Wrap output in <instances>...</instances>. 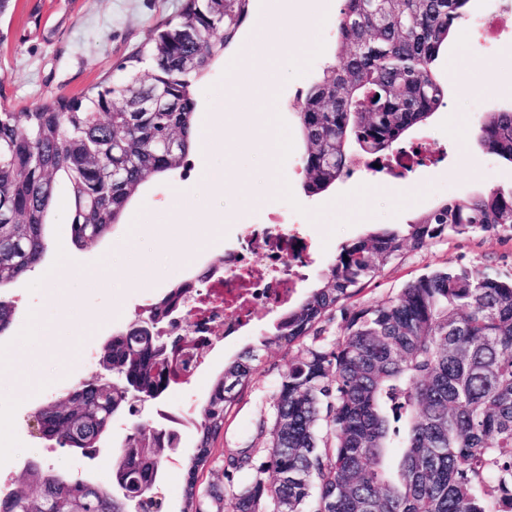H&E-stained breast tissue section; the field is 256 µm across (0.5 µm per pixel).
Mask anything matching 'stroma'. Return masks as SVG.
I'll use <instances>...</instances> for the list:
<instances>
[{"label": "stroma", "mask_w": 512, "mask_h": 512, "mask_svg": "<svg viewBox=\"0 0 512 512\" xmlns=\"http://www.w3.org/2000/svg\"><path fill=\"white\" fill-rule=\"evenodd\" d=\"M265 0H251L250 22L195 85L197 140L183 165L146 181L130 200L118 224L92 248L77 249L68 223V193L58 183L48 224L47 249L40 261L57 283L46 288L31 277L0 287V299L13 306L10 327L0 333V360L12 367L0 378V478L7 490L20 487L25 462L68 472L107 486L113 479L112 450L126 437L125 419H116L103 435L96 458L83 461L67 449L34 436L31 412L62 388L96 371L88 352L135 320L142 305L160 299L179 276L200 278L225 250L236 247L244 229L283 218L290 234L310 246L312 264L298 290L315 288L341 246L368 231L411 223L424 211L465 195L512 189V163L486 152L478 139L480 124L494 112L512 110V24L504 23L501 44L487 51L458 25L442 47L433 72L447 89L443 104L407 140L435 156L434 168L420 167L403 182L385 173L354 168L328 191L306 195L304 141L293 108L322 69L337 60L336 16L340 0H317L318 20L305 28L275 95L234 102L225 71L243 52ZM184 0H12L0 15V99L20 112L60 96H81L146 43L154 29L177 16ZM263 110L251 136L234 137L237 116ZM224 112L227 168L223 192L202 189L206 160L202 141L211 119ZM186 210L178 203L185 194ZM112 267L101 279V265ZM486 269L512 276V229L451 235L418 251L406 250L367 285L358 300L396 296L405 284L433 270ZM271 308L244 335L217 345L186 384L167 392L163 407L173 412L183 402L193 407L207 399L215 379L250 343L271 330L281 316ZM297 347L271 346L251 382L241 391L215 437L212 456L199 472L201 512H227L228 484L243 485L251 471L226 475L228 454L254 450L262 462L274 417V396L281 374ZM180 444L164 464L160 498L164 512H180L186 484L184 460L193 454V424L179 427Z\"/></svg>", "instance_id": "obj_1"}]
</instances>
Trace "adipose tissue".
I'll list each match as a JSON object with an SVG mask.
<instances>
[{"mask_svg": "<svg viewBox=\"0 0 512 512\" xmlns=\"http://www.w3.org/2000/svg\"><path fill=\"white\" fill-rule=\"evenodd\" d=\"M314 11L313 0H267L263 17L253 25L248 50L226 75L236 94L258 92L274 86L276 64L270 59L274 43H286L290 26L303 22Z\"/></svg>", "mask_w": 512, "mask_h": 512, "instance_id": "ef3b65f1", "label": "adipose tissue"}]
</instances>
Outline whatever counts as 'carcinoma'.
I'll list each match as a JSON object with an SVG mask.
<instances>
[{
	"instance_id": "carcinoma-1",
	"label": "carcinoma",
	"mask_w": 512,
	"mask_h": 512,
	"mask_svg": "<svg viewBox=\"0 0 512 512\" xmlns=\"http://www.w3.org/2000/svg\"><path fill=\"white\" fill-rule=\"evenodd\" d=\"M470 0H343L336 17L338 62L298 101L309 180L318 195L365 155L393 156L405 134L442 104L432 66ZM250 0H186L119 74L78 98L25 112L0 103V286L31 272L46 243L58 181L71 200V239L85 249L119 223L148 179L181 166L193 144V78L237 38ZM489 153L512 162V111L479 127ZM512 228V191L441 203L402 229L382 228L343 245L320 284L224 367L198 410L195 454L186 465L182 512L195 507L196 478L258 351L300 344L275 396L270 445L253 481L230 490V512H512V279L485 270H434L395 297L355 309L357 296L407 249L450 233ZM175 285L148 315L184 304ZM340 313L343 334L318 344L319 324ZM155 335L136 322L112 335L99 359L104 380L69 409L67 440L99 447L110 409L130 411L128 376L169 390L191 371L177 358L150 359ZM130 435L113 453L116 487L40 468L0 496V512H161L150 484L176 444L130 415Z\"/></svg>"
}]
</instances>
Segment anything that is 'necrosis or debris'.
Listing matches in <instances>:
<instances>
[{
	"label": "necrosis or debris",
	"instance_id": "1",
	"mask_svg": "<svg viewBox=\"0 0 512 512\" xmlns=\"http://www.w3.org/2000/svg\"><path fill=\"white\" fill-rule=\"evenodd\" d=\"M267 261L264 275H256L252 259ZM311 263L305 244L282 232L278 225L252 228L238 246L224 253L223 273L193 281L185 303L193 335L217 343L252 327L262 310L288 304L305 279Z\"/></svg>",
	"mask_w": 512,
	"mask_h": 512
}]
</instances>
